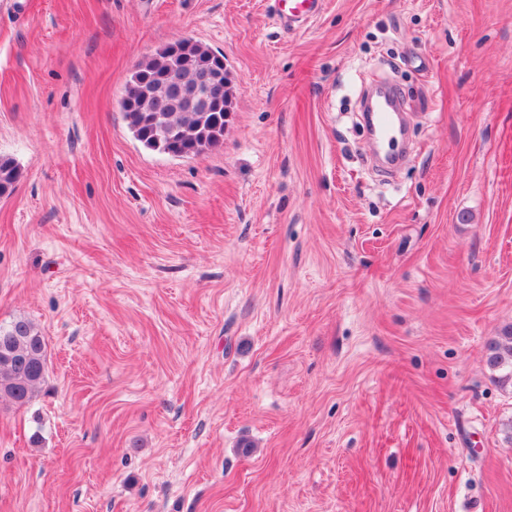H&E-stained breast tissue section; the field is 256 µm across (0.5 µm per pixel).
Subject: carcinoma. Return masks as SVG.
I'll use <instances>...</instances> for the list:
<instances>
[{
    "label": "carcinoma",
    "mask_w": 512,
    "mask_h": 512,
    "mask_svg": "<svg viewBox=\"0 0 512 512\" xmlns=\"http://www.w3.org/2000/svg\"><path fill=\"white\" fill-rule=\"evenodd\" d=\"M176 71L186 78L207 72L215 92L209 105L187 109L173 103L158 77ZM232 80L224 69V54L191 40L176 48L166 45L138 63L121 100L124 120L144 147L162 154L196 156L218 146L231 112ZM19 178L15 161L0 156V196L10 194ZM487 363L498 380L512 385V326L487 344ZM44 336L27 319L0 325V397L28 404L45 381Z\"/></svg>",
    "instance_id": "cac0c4a2"
}]
</instances>
